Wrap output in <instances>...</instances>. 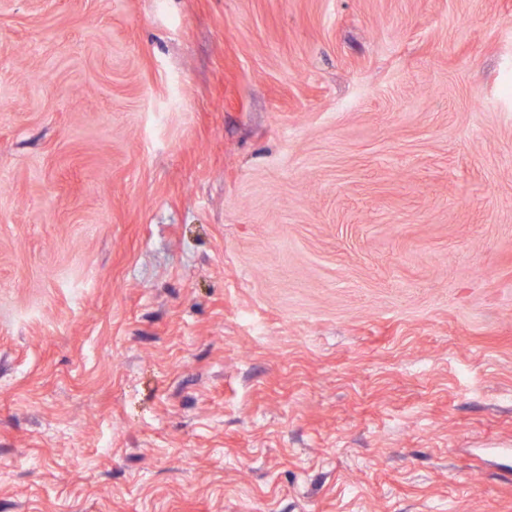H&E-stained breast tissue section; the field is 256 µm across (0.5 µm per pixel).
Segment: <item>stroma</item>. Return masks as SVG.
I'll return each instance as SVG.
<instances>
[{
  "mask_svg": "<svg viewBox=\"0 0 512 512\" xmlns=\"http://www.w3.org/2000/svg\"><path fill=\"white\" fill-rule=\"evenodd\" d=\"M0 512H512V0H0Z\"/></svg>",
  "mask_w": 512,
  "mask_h": 512,
  "instance_id": "35a3bbf8",
  "label": "stroma"
}]
</instances>
